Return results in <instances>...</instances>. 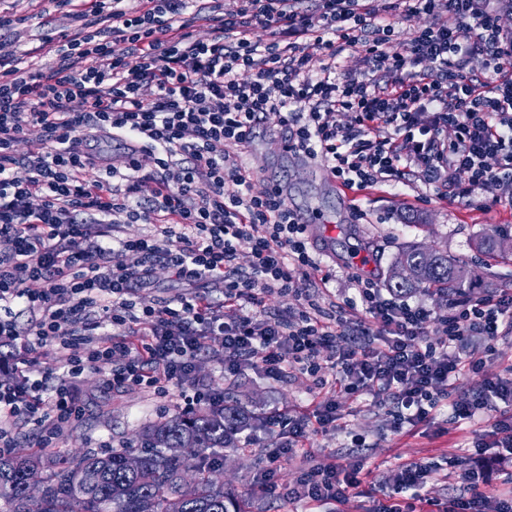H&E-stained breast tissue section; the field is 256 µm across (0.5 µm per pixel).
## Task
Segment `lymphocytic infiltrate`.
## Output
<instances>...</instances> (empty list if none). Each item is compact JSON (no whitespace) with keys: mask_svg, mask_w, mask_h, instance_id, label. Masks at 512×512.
Wrapping results in <instances>:
<instances>
[{"mask_svg":"<svg viewBox=\"0 0 512 512\" xmlns=\"http://www.w3.org/2000/svg\"><path fill=\"white\" fill-rule=\"evenodd\" d=\"M122 2L54 0L75 26L46 36L51 62L34 68L26 56L0 55V336L16 335L14 308L25 305L39 315L35 345H57L66 364L50 387L32 378L29 358L14 360L22 382L0 383V447H10L23 415L37 417L45 434L60 433L82 411L78 377L102 360L111 365L109 387L160 395L176 384L193 408L205 399L190 386L193 362L213 336L222 339L225 373H300L329 391L312 415L275 417L286 441L267 456L254 485L261 494L275 492L281 460L310 429L336 427L338 399L371 395L409 433L446 403L467 422L498 402L512 405L511 376L448 401L460 375L484 366L469 338L489 345L512 333V292L438 314L359 278L338 314L309 293L300 308L266 319L267 294L294 292L302 276L324 285L330 278L281 190L253 194L229 153L273 118L297 152L324 160L344 186L444 178L450 198L505 205L498 189L512 180V32L495 0H312L309 8L239 0L234 12L205 15L212 36L204 42L182 19L190 0H142L134 10ZM403 7L427 22L391 53V22ZM259 26L268 41L251 40ZM350 49L361 68L337 74V58ZM474 56L484 59L482 74L467 68ZM341 112L354 113V125L339 124ZM32 130L38 149L18 155ZM101 132L135 147L125 169L93 179L79 136ZM19 166L27 178L15 176ZM122 220L154 231L116 236ZM159 259L178 279L222 284L223 304L198 293L138 301ZM433 321L445 334L438 343L423 339ZM109 323L128 326L127 337L95 338ZM461 479L465 494L449 502L387 495L374 512H512V494L484 491V469ZM360 483L357 472L328 463L305 471L288 496L315 512L348 503Z\"/></svg>","mask_w":512,"mask_h":512,"instance_id":"lymphocytic-infiltrate-1","label":"lymphocytic infiltrate"}]
</instances>
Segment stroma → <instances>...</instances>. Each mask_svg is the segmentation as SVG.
I'll use <instances>...</instances> for the list:
<instances>
[{
	"label": "stroma",
	"instance_id": "1",
	"mask_svg": "<svg viewBox=\"0 0 512 512\" xmlns=\"http://www.w3.org/2000/svg\"><path fill=\"white\" fill-rule=\"evenodd\" d=\"M0 8L26 18L25 23L0 31V52H26L37 64L47 61L40 48L42 36L72 25L70 18L56 12L51 0H0ZM281 133L275 121H268L257 127L248 144L232 151L231 157L250 175L253 193H264L280 182L288 192L289 204L324 216V223L310 228L309 240L322 268L332 275L326 301L338 304L351 296L355 276L384 278L401 250L414 243L466 261L475 281L474 288L466 291V299L483 296L495 281L512 289V249L504 248L497 257L481 255L475 249L478 237L512 225L511 211L500 207L483 210L477 202L461 199L419 204L415 198L426 190L419 182L410 186L382 184L363 190L344 187L323 162L302 156L284 157ZM476 350L485 361L484 368L478 374L461 375L454 384L453 399L466 398L485 378L504 376L512 370V335L498 338L489 348L477 343ZM109 370L106 363L85 370L76 389L82 414L50 445H43L37 421L17 420L13 452L69 456L87 449L101 453L134 448L145 424L178 412L180 387L171 386L164 396L134 388L112 391L104 384ZM193 376L194 384L208 393L237 398L249 410L264 416L274 410L285 415L309 413L321 398L320 390L306 375L295 373L274 379L252 367L234 375L225 373L224 353L215 338L199 352ZM340 409L344 428L313 434L295 458L282 462L277 489L267 496L254 494L252 488L268 452L280 444L281 438L278 432L261 426L251 430L252 447L222 452L219 473L225 488L244 500L247 512H295V504L288 501V490L297 484L305 466L362 459L374 480L379 481L399 464L414 461L437 469L434 479L421 489V496L445 502L462 494L460 475L475 466L476 446L494 421L493 415L484 414L463 423L445 406L417 432L406 434L395 429L387 408L372 397L342 401ZM348 427L364 437V447H352L344 433Z\"/></svg>",
	"mask_w": 512,
	"mask_h": 512
}]
</instances>
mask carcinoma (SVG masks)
Returning a JSON list of instances; mask_svg holds the SVG:
<instances>
[{
  "mask_svg": "<svg viewBox=\"0 0 512 512\" xmlns=\"http://www.w3.org/2000/svg\"><path fill=\"white\" fill-rule=\"evenodd\" d=\"M511 232L505 228L484 237L477 248L494 252ZM470 285L462 261L420 246L403 250L385 277L387 288L404 295L424 291L449 298L465 293ZM258 422L259 417L231 399L146 426L136 452L87 451L45 462L34 456L0 455V512H245L212 474L219 469V450L235 446L236 436ZM132 456L141 459L137 472L127 468ZM42 463L48 468L44 489L32 497L26 492V471ZM188 469L195 471L189 485L180 479Z\"/></svg>",
  "mask_w": 512,
  "mask_h": 512,
  "instance_id": "obj_1",
  "label": "carcinoma"
}]
</instances>
